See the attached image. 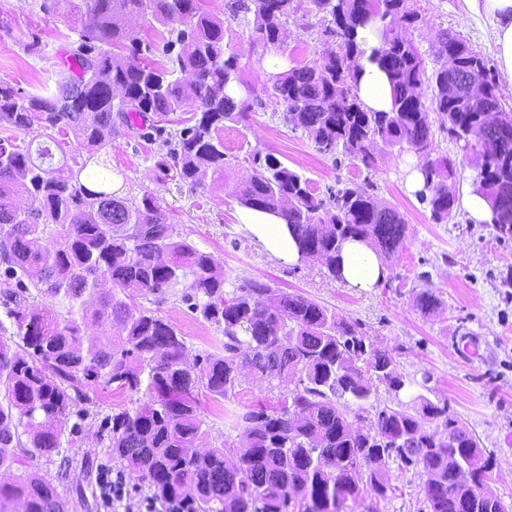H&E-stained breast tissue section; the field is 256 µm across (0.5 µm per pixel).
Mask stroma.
Returning <instances> with one entry per match:
<instances>
[{"label": "stroma", "mask_w": 512, "mask_h": 512, "mask_svg": "<svg viewBox=\"0 0 512 512\" xmlns=\"http://www.w3.org/2000/svg\"><path fill=\"white\" fill-rule=\"evenodd\" d=\"M42 2L0 0V84L26 93L55 91L64 73L61 59L78 39L58 15L42 9ZM410 5L420 19L406 36L424 54L427 70L437 66L429 50L445 31L460 34L474 50L494 57L489 22L475 19L461 26V0H411ZM320 29L319 17L307 10L292 15L285 27L283 61L290 66L318 64ZM34 40L40 45L36 53L27 48ZM280 112L270 98L248 121L225 124V177L202 187L160 180L156 163L162 146L136 133L118 137L104 160L119 172L126 194L149 192L162 199L177 231L223 267L226 290L251 279L268 282L313 299L338 316L360 320L371 336L397 349L408 386L396 397L384 385H375L372 404L414 409L422 393L435 402L448 401L481 448L496 457L498 467L488 487L512 508V288L502 285L503 277L512 273V241L496 239L490 227L471 223L460 210L448 223H434L429 209L405 189L404 167L411 151L378 147L377 166L370 171L346 159L338 163L319 153L302 130L286 125ZM256 149L273 152L301 172L324 198L342 183H373L377 198L396 208L407 224L406 241L388 262L385 282L372 292H357L328 277L315 261L289 265L269 257L238 230L239 206L232 190L251 174L248 157ZM426 280L443 300L430 314L416 305ZM149 306L185 336L190 355L214 350L224 340L222 330L197 318L178 295L150 301ZM426 372L432 381L424 390L419 382ZM89 396L85 411L70 418L77 434L64 435L59 454L40 461L42 473L66 500L67 512H103L95 477L99 464L112 461L105 423L116 404L132 401L111 389L94 388ZM269 397L248 379L230 399L218 403L202 397L211 438L236 440L239 431L229 425L225 411L243 412Z\"/></svg>", "instance_id": "stroma-1"}]
</instances>
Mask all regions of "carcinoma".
Returning a JSON list of instances; mask_svg holds the SVG:
<instances>
[{
	"mask_svg": "<svg viewBox=\"0 0 512 512\" xmlns=\"http://www.w3.org/2000/svg\"><path fill=\"white\" fill-rule=\"evenodd\" d=\"M202 2L44 0L79 35L67 76L47 94L0 84V124L46 138L35 153L0 139V293L13 325L9 334L0 322V475H13L0 481V512L20 504L23 512H65L36 461L59 452L69 417L97 386L139 395L112 414V462L161 500L192 497L198 512H354L349 504L367 500L366 512H376L397 489L392 464L424 477L429 512H507L499 498L480 493L496 459L448 402L421 394L419 411L386 406L364 423L373 382L396 395L406 387L396 349L361 321L264 281L225 291L214 255L177 234L153 194L113 188L112 169L101 161L112 139L134 127L130 114L167 117L190 105L199 112L193 124L179 119L169 132L149 126L168 146L157 164L162 179L191 187L222 181L224 123L265 106L264 92L324 155L369 171L379 142L413 151L424 176L416 196L441 224L455 205L448 181L456 161L436 152V113L442 132L473 157V191L489 203L496 238L512 240V121L491 111L503 101L491 60L445 31L430 48L439 67L429 74L403 35L419 19L410 0H308L334 47L323 48L317 65L269 72L264 61L282 50L302 0H231V17L246 19L255 55L245 62L224 46V19ZM134 19L158 23L170 39L143 44ZM373 24L380 45L370 60L390 77L389 112L365 111L354 91L364 56L357 31ZM158 48L162 63L149 59ZM255 67L266 76L261 93L244 79ZM53 131L72 134L85 151L79 168L53 162ZM251 161L233 198L278 212L301 257L320 262L328 276L337 278L336 256L348 239L367 242L385 261L403 248L405 219L377 202L370 181L324 199L273 153L256 150ZM19 197L26 205L14 203ZM104 280L110 288H101ZM178 286L181 301L224 332L221 347L192 367L185 336L142 304ZM59 300L67 302L64 314L53 309ZM416 304L429 314L442 299L427 284ZM90 324L99 335H86ZM244 372L278 391L277 400L232 416L242 429L238 443L196 450L209 437L198 391L228 399Z\"/></svg>",
	"mask_w": 512,
	"mask_h": 512,
	"instance_id": "obj_1",
	"label": "carcinoma"
}]
</instances>
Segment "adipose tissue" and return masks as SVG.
<instances>
[{
  "mask_svg": "<svg viewBox=\"0 0 512 512\" xmlns=\"http://www.w3.org/2000/svg\"><path fill=\"white\" fill-rule=\"evenodd\" d=\"M463 18L483 17L490 21L500 71L512 77V0H462ZM357 96L365 110L387 112L391 109V91L386 73L376 64L363 61L357 74ZM239 228L269 256L288 264L300 263L297 244L284 217L266 211L240 209ZM344 285L360 291H372L389 275L383 260L366 243L346 241L337 259Z\"/></svg>",
  "mask_w": 512,
  "mask_h": 512,
  "instance_id": "obj_1",
  "label": "adipose tissue"
}]
</instances>
